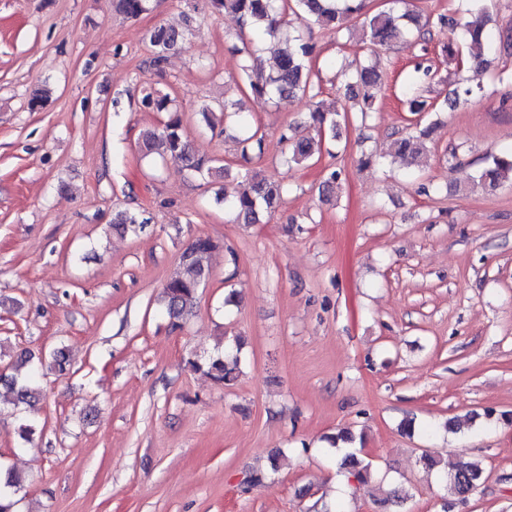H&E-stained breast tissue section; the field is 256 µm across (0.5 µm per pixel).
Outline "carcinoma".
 I'll return each mask as SVG.
<instances>
[{"instance_id":"carcinoma-1","label":"carcinoma","mask_w":512,"mask_h":512,"mask_svg":"<svg viewBox=\"0 0 512 512\" xmlns=\"http://www.w3.org/2000/svg\"><path fill=\"white\" fill-rule=\"evenodd\" d=\"M463 20L454 23L450 18H439L442 26L454 25L459 30L457 37L443 43L442 53L448 63L455 66L467 65L469 77L456 82L454 99L438 102L427 98L423 88L432 80V71L420 64L414 68L413 79L403 90L404 103L408 111L415 114L436 113L448 104L466 102L481 90V81L486 74L489 60L483 53L493 54L497 46L490 43L486 25L489 20L488 0H461ZM215 12L231 13L241 19L247 29L245 46L232 45L231 51L242 55L239 81L244 91L256 98L280 100L293 98L302 93L315 98L321 94L320 86L313 80L312 60L316 50L303 32L310 22L324 25H343L350 20L361 21V41L388 47L416 34L415 43H427L429 30L421 23L422 13L408 8L401 12L392 7L371 12L368 0H207ZM117 9L130 18H137L150 9V0H115ZM193 16L185 18V27L177 29L159 25L149 36L153 47V63L161 66L167 55L178 48L185 34L190 30ZM269 43L271 64L264 66L262 61L249 51V46ZM377 58L359 61L342 67L339 76L345 90L348 104L342 110L329 111L316 105L309 110L311 124L317 130V137L300 135L294 131L285 136L288 141V155L285 162L296 165L309 163L321 153L324 136L336 140L340 138V118H348L351 112L366 117L374 111L375 90L383 75ZM141 105L153 112H163L166 119L160 127L148 130L141 137V151L144 156L155 155L162 160L182 164L191 177L206 179L224 168H215L211 161L196 157L184 135L181 113L172 107L169 95L149 89L143 93ZM224 114L238 116L245 127L243 154H251L254 159L263 156V135L260 129L251 124L247 115L236 104L224 101L221 106ZM431 126L415 127V130L394 140L387 153L363 152L359 163L369 167L390 156L399 159L408 168L423 166L428 156L427 139ZM512 182V155L494 156L486 159L477 175L462 191L493 193L506 182ZM287 193L284 184L270 180L257 172L241 171L237 175L233 191L224 193V207L236 214V219L245 224H257L263 213H270L279 205ZM147 223L138 211H124L112 220V230L119 234H137ZM218 249V243L209 237H196L181 252L178 268L163 287L161 307L176 329L181 322L193 313L198 293L204 282L210 278L208 258ZM244 342L236 336L225 341L220 353L201 358L193 355L186 364L195 372H201L218 384L233 385L242 373V350ZM49 367L60 373L67 371L68 355L60 348L53 352L50 362L30 353L19 355L12 365V372L0 377V386L15 394L16 405L35 409L40 401L41 391L36 384L40 370ZM421 462L427 470H438L444 487L450 496L467 500L480 486L484 469L476 461L461 460L447 464L432 455H424ZM343 468H357L362 480L371 478L370 467L361 465L353 452L341 458ZM23 486V479L12 471L0 474V512H14L15 496Z\"/></svg>"}]
</instances>
